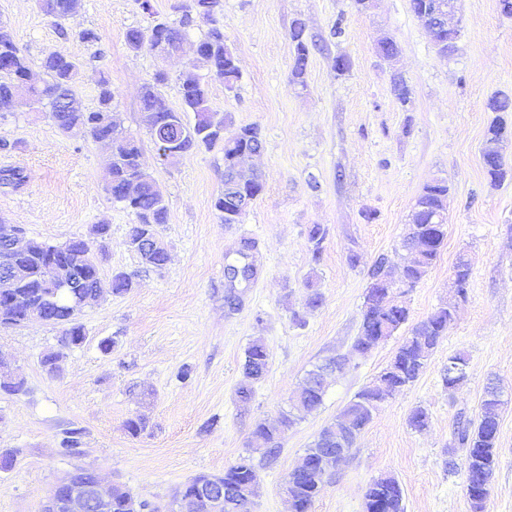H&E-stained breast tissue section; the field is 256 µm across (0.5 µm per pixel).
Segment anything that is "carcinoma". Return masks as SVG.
I'll return each instance as SVG.
<instances>
[{
  "instance_id": "carcinoma-1",
  "label": "carcinoma",
  "mask_w": 512,
  "mask_h": 512,
  "mask_svg": "<svg viewBox=\"0 0 512 512\" xmlns=\"http://www.w3.org/2000/svg\"><path fill=\"white\" fill-rule=\"evenodd\" d=\"M76 0H37L39 9L53 18L54 22L67 19L73 14ZM220 0H191L187 12L177 23L158 21L149 28L130 27L125 33L129 48L138 51L150 47L151 40L162 37L171 44L185 39L186 28L199 19L210 24L203 39L198 42L199 53L184 65L179 75V92L182 111L169 106L161 86L167 81L166 74L159 71L154 81L141 87L142 106L157 112L154 126L148 129L157 156L161 161L174 160L205 148L215 147L224 153V183L230 182L237 157L247 151H259L263 139L258 126L245 125L230 135L212 128L213 109L209 104L207 90L199 71L205 70L232 89L240 79L238 59L226 44L224 28L215 23L214 15ZM294 44L292 76L299 81L303 78L311 44L305 34L302 22L294 23L290 32ZM47 76L45 87L29 88V95L48 112L49 118L64 135L74 138H91L95 141L112 135V161L110 177L112 186L117 187L129 178H140L138 193L126 208L135 215L136 222L129 225L125 244L137 251L142 262L159 268L165 261L161 255L152 256L136 250L135 244L145 235L157 231V227L168 223V207L155 179L145 171L142 148L139 140L124 126H112V87L108 79L98 80V107L84 111L67 108V101L75 99L76 82L82 68L80 54L75 51H50L41 61ZM30 73L26 58L21 54L11 33L0 26V112H16L23 103L20 89ZM487 107L497 113L491 121L484 141L483 163L487 176L493 183L512 182V164L498 160L501 155L499 131L507 125L502 112H512V98L507 95L490 97ZM195 114V123L184 122L182 113ZM448 183L437 181L423 187L411 211L408 231L403 239V248L409 257L402 267L406 286L419 283L437 261L448 232ZM227 194L221 193L214 200V209L224 224H237L241 215H228ZM52 255L64 256L65 265L60 267L58 276L72 283L68 288H51L43 279L44 261ZM99 257L92 248H80L66 241L61 245H50L31 239L27 252L19 262L23 285L17 289L21 298L14 324L23 323L25 311L37 308L46 312L54 326L62 329V335L70 337L66 347H78L85 340V330L78 317L71 314L70 304L74 295L81 294L96 299L95 293L103 287ZM390 259L379 256L369 270V286L365 296L363 320L360 333L356 336L353 349L366 354L373 349L371 340L387 339L393 336L409 319V309L392 295L390 286ZM472 273L466 255L460 254L452 267V276L457 296L463 297ZM133 287L131 276L124 272L112 274L109 288L115 295L123 294ZM456 304L452 301L440 304L424 320L412 327L397 348L393 358L375 381L360 389L343 407L336 419L325 426L305 454L292 470L291 491L298 499V512H308L314 499L322 491L328 474L318 468L317 460L322 454H329L338 448L354 447L357 438L371 422L380 405L391 395L413 383L426 366L432 352L448 333V326L454 319ZM269 353L265 344L256 340L245 350L242 378L237 395L243 402L251 399L253 385L266 373ZM468 359L462 353L448 357V377L444 382L448 390L459 388L467 378ZM345 364L331 356L322 365L311 370L299 392L292 400L288 411L282 413L275 423H256L253 435L264 442V447L254 449L262 460L271 463L281 452L280 439L286 429L297 423L298 412L318 409L326 394L325 373L341 371ZM506 404L503 392L496 381H489L484 390L480 413L475 422L460 423L455 438L466 449V481L475 490L468 497L470 512H486V501L476 490L480 478H492L496 466L499 432V413ZM255 470L253 457L242 456L224 470L221 480L224 490L239 493V496L224 498V512H249L248 496L254 493L250 480ZM133 499L130 491L116 486L112 492V512H129L128 502ZM366 512H404L403 492L393 476H381L368 485L364 493Z\"/></svg>"
}]
</instances>
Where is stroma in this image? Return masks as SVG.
<instances>
[{"mask_svg": "<svg viewBox=\"0 0 512 512\" xmlns=\"http://www.w3.org/2000/svg\"><path fill=\"white\" fill-rule=\"evenodd\" d=\"M189 0H81L63 26L35 0H0V24L43 81L44 55L79 49L77 99L98 104L97 81L112 85V107L139 139L148 172L160 185L169 218L158 228L169 261L142 264L125 244L135 217L106 193L110 150L89 138L63 136L47 113L20 109L0 116V172L22 170L19 187L0 183V224L26 238L58 245L93 239L108 225L103 279L133 276L128 293H104L79 316L87 340L64 351L56 375L41 357L59 348L60 330L29 322L0 325V361L23 378L24 393L0 392V452L15 455L0 473V512H41L48 490L77 467H93L105 483L124 484L164 512L174 491L201 474H220L256 447L257 422L275 421L309 370L332 355L349 365L332 377L322 406L281 441L274 464L257 462L253 512H289L284 480L298 458L343 406L388 364L402 342L396 333L367 356L352 349L363 318L368 271L379 255L396 257L408 215L424 185L447 180L448 238L436 264L402 291L410 323L426 318L454 292L452 266L467 254L473 268L447 336L418 379L386 399L349 456L331 474L310 512H364L368 484L394 476L406 512H470L464 448L454 441L462 419L476 416L489 379L509 404L500 416L497 466L486 512H512V184L493 185L482 147L492 118L489 97H512V16L500 0H457L455 52L439 55L410 0H222L215 19L235 53L234 89L206 78L211 107L227 130L255 124L263 151L246 167L263 174L264 190L240 223L222 224L213 202L224 190V155L200 150L158 160L141 124L140 89L157 71L162 91L180 108L178 76L208 26L188 27L179 55L162 60L131 50L125 32L154 21H179ZM302 21L313 49L302 82L291 80L290 30ZM92 44H79L82 30ZM393 39L399 55L383 60L377 44ZM346 57L349 71L337 74ZM410 89L396 99L392 80ZM326 231L320 248L310 226ZM247 262L254 275L229 281L227 264ZM322 304L306 307L310 288ZM303 323H295V316ZM270 352L266 375L248 403L238 400L244 352L253 339ZM112 342L111 352L98 347ZM469 358L467 382L448 390V358ZM190 368L181 379L182 368ZM426 409L424 430L408 416ZM146 429L130 435L128 419ZM80 444L61 450L70 430Z\"/></svg>", "mask_w": 512, "mask_h": 512, "instance_id": "obj_1", "label": "stroma"}]
</instances>
